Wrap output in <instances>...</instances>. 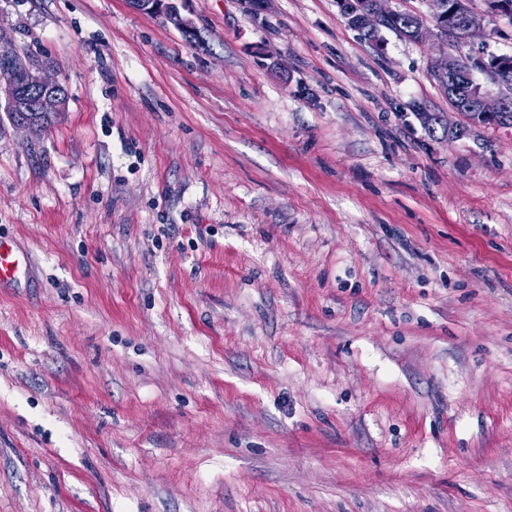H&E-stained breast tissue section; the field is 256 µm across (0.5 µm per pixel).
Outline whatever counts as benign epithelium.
Wrapping results in <instances>:
<instances>
[{
    "label": "benign epithelium",
    "mask_w": 512,
    "mask_h": 512,
    "mask_svg": "<svg viewBox=\"0 0 512 512\" xmlns=\"http://www.w3.org/2000/svg\"><path fill=\"white\" fill-rule=\"evenodd\" d=\"M133 8L146 13L168 10L174 23L181 29H190L188 21L184 20L176 10L165 4V0H129ZM392 0H337L340 10L354 15L355 26L362 31H371L380 27L382 19L392 11L389 3ZM429 13L434 21L436 36L447 40L450 36H458L462 40L470 39L480 28L479 17L472 11L469 0H425ZM485 13L512 18V5L505 0H485ZM486 74L498 92L494 95L485 91L475 80V72ZM431 72L434 77L448 78V95L455 99L451 105L453 113H461L466 105L474 106L482 117L494 121V125L512 128V113L507 107L508 96L506 89L512 86V56L501 54L492 59L483 56H472L468 59L444 53L432 63ZM31 87L39 89L36 99L37 109L57 115L66 109L67 97L63 92L60 81L49 75L45 69L30 65L21 73L13 70L5 71V77L0 79V99L10 104L16 112L28 109L27 90ZM436 119L442 124L448 134V140H460L469 135L471 126L457 122H444L442 115Z\"/></svg>",
    "instance_id": "benign-epithelium-1"
}]
</instances>
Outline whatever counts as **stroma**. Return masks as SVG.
<instances>
[{
  "label": "stroma",
  "mask_w": 512,
  "mask_h": 512,
  "mask_svg": "<svg viewBox=\"0 0 512 512\" xmlns=\"http://www.w3.org/2000/svg\"><path fill=\"white\" fill-rule=\"evenodd\" d=\"M0 0V512H512V128L336 0ZM464 54L512 55L486 15ZM129 2L136 10L146 13H154L166 9L171 13L174 23L179 28L185 31L191 29L189 22L184 20L172 7L167 6L168 3L165 4V0H129ZM7 62L11 69L5 71L6 77L2 76V63ZM28 63L20 56L14 45L8 40L0 46V99H4L16 112H26L37 118L40 128H46L52 124L50 115H57L64 112L67 105L66 93L63 92L60 81L49 75L42 67L31 64L22 73L14 70H22ZM31 87L39 89L40 94L36 99L39 112L37 114L34 101L31 100L28 108L27 90ZM30 268L29 255L18 250L9 239L0 236V284L19 279Z\"/></svg>",
  "instance_id": "1"
}]
</instances>
